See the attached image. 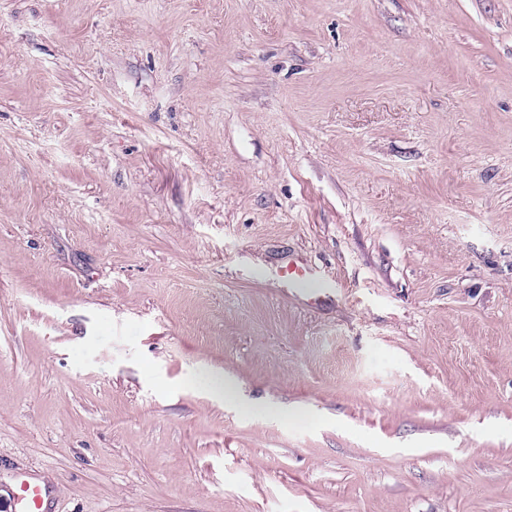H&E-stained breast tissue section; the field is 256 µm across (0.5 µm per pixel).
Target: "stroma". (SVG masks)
<instances>
[{
    "instance_id": "1",
    "label": "stroma",
    "mask_w": 512,
    "mask_h": 512,
    "mask_svg": "<svg viewBox=\"0 0 512 512\" xmlns=\"http://www.w3.org/2000/svg\"><path fill=\"white\" fill-rule=\"evenodd\" d=\"M21 474L512 512V0H0V512Z\"/></svg>"
}]
</instances>
